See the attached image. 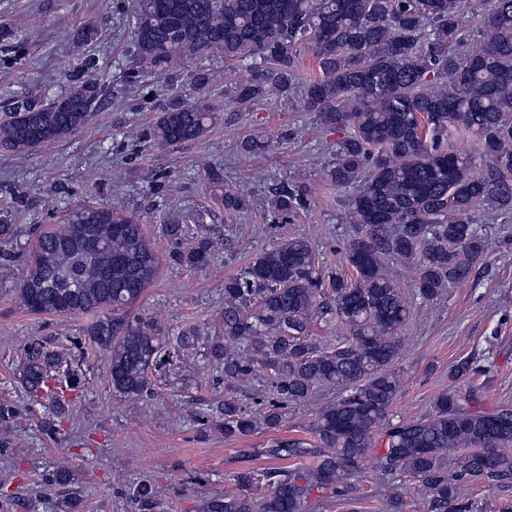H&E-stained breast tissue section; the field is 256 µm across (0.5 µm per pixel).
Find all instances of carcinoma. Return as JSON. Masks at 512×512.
I'll return each mask as SVG.
<instances>
[{"label":"carcinoma","instance_id":"obj_1","mask_svg":"<svg viewBox=\"0 0 512 512\" xmlns=\"http://www.w3.org/2000/svg\"><path fill=\"white\" fill-rule=\"evenodd\" d=\"M132 38L141 73L179 70L196 58L247 62L230 103L249 111L269 95H286L298 80L299 55L314 57L320 77L303 83L305 108L343 138L328 164L330 184L348 191L344 241L349 277L319 265L310 240L276 238L238 273L224 278L217 336L204 353L224 379V437L278 432L292 409L336 393L309 422L308 439L274 438L261 449L290 467L248 469L236 490L205 501L203 512H306L318 491L349 504L361 501L357 482L367 468L408 478L430 512H470L461 481L512 480V403L486 412L457 390L441 392L419 418L388 420L400 389L393 369L412 302L396 287L389 263L418 266L413 297L434 300L467 282L484 254L473 213L512 212V0H133ZM479 12V43L461 51L460 16ZM103 89L74 77L60 94L40 95L0 121V150L23 156L74 135L92 119ZM217 119L205 99L174 100L145 140L174 146L201 137ZM473 136L484 171L451 139ZM205 178L227 213L246 199L224 188L214 167ZM304 207L292 190L276 195L273 219L287 222ZM205 214L181 207L178 222L161 225L175 245L169 262L203 268L214 253L203 233ZM92 230L100 246L74 234ZM18 227L0 218V259L19 256ZM159 256L144 225L120 207L88 202L41 233L17 290L32 314H82L93 350L107 356L112 395L152 393L154 372L198 345L197 323L165 332L132 307L158 274ZM336 320L348 337L323 347L311 334ZM61 359L43 345L24 349L22 381L48 398L80 384L77 369L56 383ZM264 390L243 403L253 382ZM137 512H153L149 481L128 487Z\"/></svg>","mask_w":512,"mask_h":512}]
</instances>
